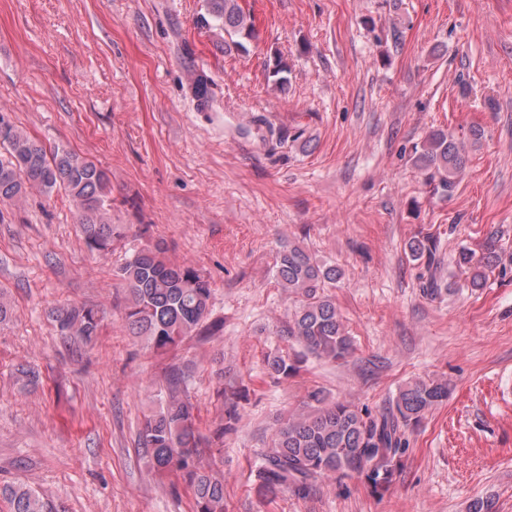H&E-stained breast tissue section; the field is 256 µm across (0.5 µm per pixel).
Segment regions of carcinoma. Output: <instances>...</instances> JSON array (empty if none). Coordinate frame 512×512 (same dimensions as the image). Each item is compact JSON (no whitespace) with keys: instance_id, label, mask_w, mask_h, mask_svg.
Instances as JSON below:
<instances>
[{"instance_id":"obj_1","label":"carcinoma","mask_w":512,"mask_h":512,"mask_svg":"<svg viewBox=\"0 0 512 512\" xmlns=\"http://www.w3.org/2000/svg\"><path fill=\"white\" fill-rule=\"evenodd\" d=\"M206 25L224 31L231 43L246 50L254 37L250 14L238 0H207ZM273 85L288 82V64L276 55L270 71ZM191 90L199 105L208 103V79L197 75ZM0 204L16 205L35 190L46 198L62 190L73 202L84 242L90 251L108 253L123 237L108 220L112 209L110 177L106 169L65 148H46L0 113ZM416 162L427 171V185L440 196L453 195L465 157L457 139L433 130L415 147ZM412 260L439 263L437 244L425 236L409 244ZM129 293L125 320L132 335L154 353L169 354L189 337L204 338L219 332L223 321L210 318L212 284L192 265L164 259L159 248L140 250L117 269ZM280 288L295 303L280 335L295 348L277 351L265 359L270 377L286 380L296 375L309 358L342 361L353 344L335 303L325 293L341 277L333 266L319 264L301 247H283L275 260ZM59 334L92 343L101 329L100 310L68 305L52 312ZM185 365H171L164 374L161 403L144 417L138 446L160 475L175 472L193 492L195 512H224V480L212 448L224 447V435L240 419V390H221L223 414L202 435L196 426V406L188 387ZM448 399V381L415 379L398 392L391 408L372 414L347 401L328 403L321 391L309 395V410L291 416L277 428L271 445L259 458L256 482L262 495L291 490L310 492L321 479L362 476L376 491L385 489L402 465L406 429L418 423L434 406ZM0 497L11 512H56L51 500L22 482L0 486Z\"/></svg>"}]
</instances>
